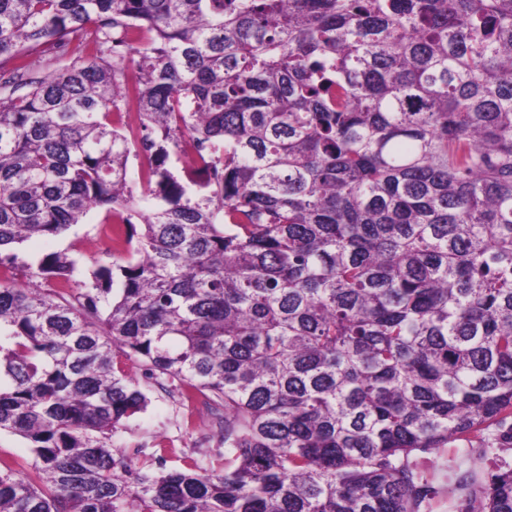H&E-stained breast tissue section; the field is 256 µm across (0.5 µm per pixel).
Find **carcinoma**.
<instances>
[{"mask_svg":"<svg viewBox=\"0 0 512 512\" xmlns=\"http://www.w3.org/2000/svg\"><path fill=\"white\" fill-rule=\"evenodd\" d=\"M128 362L224 454L114 447ZM510 419L512 0H0V512H430ZM102 218L101 212L91 211L84 218L83 224L74 225L51 240L38 238L25 242L20 248L19 255L27 261H36L50 251H68L86 258L112 260V249L102 236L106 225L101 224ZM104 235L112 244V225L105 228ZM108 257L111 259H107ZM490 436V448L478 449L469 454L462 452L463 445L457 441L449 440L444 448H436L424 454V470L438 494L431 501L432 512H448V459L458 458L462 472L475 469L483 476L502 469L512 468V447L510 444L494 440L496 432ZM0 461L21 462L28 469H31V465L33 463V454L30 448H28V443L25 439L18 435L1 432Z\"/></svg>","mask_w":512,"mask_h":512,"instance_id":"1","label":"carcinoma"}]
</instances>
